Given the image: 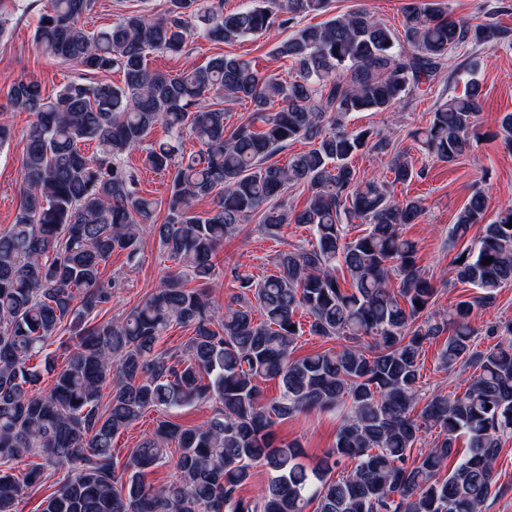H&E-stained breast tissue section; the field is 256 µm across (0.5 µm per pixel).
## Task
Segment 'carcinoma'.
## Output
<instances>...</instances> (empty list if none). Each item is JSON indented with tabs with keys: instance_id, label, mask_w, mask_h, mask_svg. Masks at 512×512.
Segmentation results:
<instances>
[{
	"instance_id": "obj_1",
	"label": "carcinoma",
	"mask_w": 512,
	"mask_h": 512,
	"mask_svg": "<svg viewBox=\"0 0 512 512\" xmlns=\"http://www.w3.org/2000/svg\"><path fill=\"white\" fill-rule=\"evenodd\" d=\"M166 3L160 14L129 11L91 31L86 20L97 0H50L34 46L79 75L53 94L20 79L9 108L0 107V147L12 136L7 113L34 116L21 201L0 232V512H16L46 470L64 472V480L42 512H306L313 503L315 512H482L497 485L503 438L512 435V322L486 327L510 342L476 351L473 313L512 283V205L485 224L486 198L470 197L450 235L483 229L452 264L477 293L446 312L432 310L436 287L417 265V244L400 231L421 218L423 203L396 200L385 183L358 176L351 157L365 148L385 155L389 142L370 128L348 129L345 119L391 110L432 84L449 53L511 46L512 32L451 20L439 0H410L399 33L363 9L301 24L329 0H243L228 13L224 0ZM276 26L291 30L274 48L291 63L288 80L227 56L175 73L148 66L149 54L179 56L197 37L233 44ZM114 70L123 85L96 78ZM480 92L465 81L414 140L437 160L457 163L480 140ZM245 100L254 109L229 128L223 104ZM158 125L167 138L152 141ZM190 138L199 149L187 155ZM295 141L311 147L285 165L274 161ZM89 142L96 143L91 155L82 151ZM134 152L171 175L167 198L139 191L125 163ZM388 168L396 183L424 175L403 153ZM301 185L308 195L296 211L284 194ZM207 196L215 206L202 216L195 204ZM256 217L271 238L294 223L307 226L314 242L278 251L275 273L262 279L234 271L239 292L219 313L210 297L216 252ZM355 219L368 229L350 238L346 223ZM146 236L172 267L125 316L95 320L119 285L103 278L102 267L115 252L136 261ZM190 281L197 287H186ZM300 312L310 335L336 339L339 348L294 356ZM64 325L75 328V342L44 390L31 360ZM177 325L192 336L174 352L159 350ZM440 336L443 366H469L474 377L460 394L424 398L422 348ZM268 380L278 381V395L265 396ZM207 403L212 412L198 424L168 416ZM148 411L160 415L154 430L118 459L114 438ZM335 411V443L311 467L298 441L276 440L273 428L284 419ZM437 427L444 438L420 447ZM461 435L467 448L459 456ZM28 458L39 462L16 477L14 464ZM346 459L355 463L350 473L331 477ZM166 463L174 480L146 479ZM258 466L270 473L268 483L245 497Z\"/></svg>"
}]
</instances>
